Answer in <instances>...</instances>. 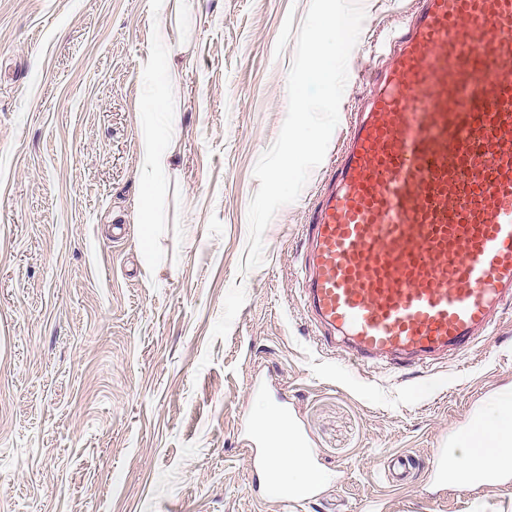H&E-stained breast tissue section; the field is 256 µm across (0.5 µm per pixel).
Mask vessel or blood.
<instances>
[{
    "mask_svg": "<svg viewBox=\"0 0 512 512\" xmlns=\"http://www.w3.org/2000/svg\"><path fill=\"white\" fill-rule=\"evenodd\" d=\"M421 4L305 226L304 301L362 366L459 356L512 302V0ZM291 442L247 451L283 503L311 494L269 469Z\"/></svg>",
    "mask_w": 512,
    "mask_h": 512,
    "instance_id": "vessel-or-blood-1",
    "label": "vessel or blood"
}]
</instances>
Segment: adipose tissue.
<instances>
[{
  "label": "adipose tissue",
  "instance_id": "obj_1",
  "mask_svg": "<svg viewBox=\"0 0 512 512\" xmlns=\"http://www.w3.org/2000/svg\"><path fill=\"white\" fill-rule=\"evenodd\" d=\"M173 93L148 95L141 114L139 172L146 191L164 184L174 161L176 129L172 106ZM448 457L450 472L482 479L486 473L508 481L512 479V391L489 398L473 419L472 425L453 443ZM270 469L276 478L291 488L319 484L320 478L306 461V451L289 448L287 457L273 456Z\"/></svg>",
  "mask_w": 512,
  "mask_h": 512
}]
</instances>
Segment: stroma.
Segmentation results:
<instances>
[{"instance_id":"1","label":"stroma","mask_w":512,"mask_h":512,"mask_svg":"<svg viewBox=\"0 0 512 512\" xmlns=\"http://www.w3.org/2000/svg\"><path fill=\"white\" fill-rule=\"evenodd\" d=\"M365 20L327 152L249 250L253 174L287 113L309 0H200L171 20L176 151L138 222L148 0H0V512H512V480L438 482L439 449L512 390V306L456 359L363 367L321 344L304 226L419 0ZM286 399L316 496L266 499L247 432ZM408 459L403 479L394 458Z\"/></svg>"}]
</instances>
